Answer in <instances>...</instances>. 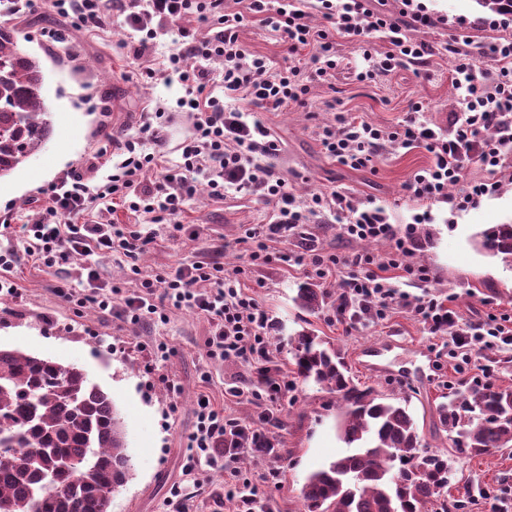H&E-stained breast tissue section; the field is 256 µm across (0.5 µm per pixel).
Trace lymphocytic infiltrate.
I'll return each instance as SVG.
<instances>
[{
    "label": "lymphocytic infiltrate",
    "instance_id": "f902f5d3",
    "mask_svg": "<svg viewBox=\"0 0 512 512\" xmlns=\"http://www.w3.org/2000/svg\"><path fill=\"white\" fill-rule=\"evenodd\" d=\"M25 2L33 12L48 4L69 8L92 31L108 29L113 15L123 16L138 35L134 57L140 77L152 80L177 75L185 91L182 103L192 110L194 121L190 134L178 146L179 162L172 164L163 158L165 110L157 106L142 113L137 135L108 137L112 172L103 182L91 186L81 175L69 173L55 183L43 219L20 226L22 248H0V291L16 293L15 284L5 275L28 259L49 269L73 253L137 259L154 243V234L134 224L85 221L89 205L118 201L131 214L149 217L151 223L174 225L202 185L216 201L235 190L273 206L272 222L246 228L234 242L235 250L252 265L267 260L271 242L308 223L311 214L325 210L349 215V222L339 227L343 237L388 242L390 250L381 257L282 255L283 263L322 279L346 269L337 320L356 322L364 316L382 320L396 305L414 316L430 335H450V354L463 363H473L487 349L512 353V327L496 315L465 328L439 295H412L395 287L397 276L422 283L431 279L429 269L408 261L417 243V227L429 223V213L416 214L413 223L397 225L390 222L383 207H359L341 191L298 200L271 162L278 145L268 128L260 120H247L232 105L242 96L264 111L303 105L309 83L328 79L336 71L334 37L338 34L367 39L383 33L389 39L391 48L384 57L368 59L366 69L358 72L361 81L373 71L390 72L406 63L426 66L434 54L432 45L409 38L390 15L371 8L366 0H319L318 11L325 21L320 29L308 23L304 0H248L245 11L236 13L226 11L224 0H115L112 10L106 8V0ZM190 16L209 23L211 34L199 38L181 28V21ZM253 19L278 33L288 55L309 52L308 66L272 71L269 58L251 51L240 38L241 29ZM170 25L178 26L180 40L168 55L155 58V44ZM214 60L223 61L222 71L211 68ZM455 82L464 96L453 135L443 136L417 120L422 103L411 107L401 142L425 147L432 159L415 172L405 189L419 199L466 209L477 207L489 196L497 187L498 170L512 164V40L464 55L455 67ZM318 136L326 154L353 170L373 164L387 139L378 127L343 114L333 124L322 126ZM472 164L486 171L485 179L465 180L464 170ZM151 171L156 178L149 182L145 176ZM79 280L81 289L64 282L57 285V293L69 302H93L135 323L166 322L172 309L205 316L212 326L209 357L250 364L256 374L248 392L253 398L274 403L286 391L288 380L267 341L269 317L242 288L238 271L225 270L223 246H215L205 260L141 279V292L134 296L124 295L119 286L102 285L91 264L82 268ZM271 420L266 413L259 423H246L201 397L184 470L191 473L204 466L222 470L224 497L234 503V512H263L259 487L279 485L282 471L269 466L251 478L243 474L238 460L245 454L259 460L274 457L275 448L264 429Z\"/></svg>",
    "mask_w": 512,
    "mask_h": 512
}]
</instances>
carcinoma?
<instances>
[{"instance_id":"obj_1","label":"carcinoma","mask_w":512,"mask_h":512,"mask_svg":"<svg viewBox=\"0 0 512 512\" xmlns=\"http://www.w3.org/2000/svg\"><path fill=\"white\" fill-rule=\"evenodd\" d=\"M488 12L512 15V0H476ZM40 62L18 46V32L0 23V177L40 152L52 137ZM480 247L512 268V224L481 234ZM296 302L314 313L318 285L298 289ZM297 374L336 395L345 454L307 476L304 512H448L453 468L448 456L420 452L407 400L353 382L330 342L302 332L290 340ZM441 425L460 454L512 448V386H473L439 405ZM77 463L79 467L71 469ZM131 458L111 396L77 365L0 348V512H108L105 491L128 481Z\"/></svg>"}]
</instances>
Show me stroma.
<instances>
[{"instance_id": "1", "label": "stroma", "mask_w": 512, "mask_h": 512, "mask_svg": "<svg viewBox=\"0 0 512 512\" xmlns=\"http://www.w3.org/2000/svg\"><path fill=\"white\" fill-rule=\"evenodd\" d=\"M422 2L442 19L434 29L407 28L411 38L436 48L424 70L406 64L356 81L351 71L364 67V53L380 57L390 45L378 36L366 43L340 36L336 39L335 76L310 83L303 106L256 113L279 144L275 167L299 198L340 190L359 205L376 201L394 224H406L414 214L430 212V223L418 227V246L411 261L428 267L432 279L427 283L398 279L401 291L451 298L463 325L477 322L489 312L512 317V268L473 245L480 231L512 223V167L498 174L497 191L479 206L454 211L444 202L408 197L404 184L430 162L431 155L421 147L401 148L392 139L393 134L402 132L416 101L427 107L422 121L452 135L461 92L451 81L458 56L448 52L447 44L456 34L459 20L469 23L466 34L473 52L497 39L512 37V25H501L498 15L481 10L475 0ZM12 22L19 30L21 50L38 57L43 65L55 126L43 150L0 178L2 246L12 238L13 225L33 224L42 218L49 189L63 174L72 171L87 179L93 177L86 162L106 146L100 135L102 118H109L114 131L133 133L141 113L164 103L169 108L164 150L172 162L178 161V145L193 123L191 113L176 106L183 94L176 78L151 81L137 77L136 44L122 18L113 17L111 27L103 32L86 31L73 17L50 9L13 16ZM340 112L390 134L373 167L351 170L324 154L317 131ZM271 215V206L252 196L230 194L215 201L205 189H198L182 217L184 231L152 225L156 243L140 254L136 263L143 275L153 276L202 260L212 246L234 241L246 228L268 223ZM338 223L329 212L312 214L309 224L272 244L271 261L258 266L248 264L238 252L224 253L225 268L241 269L242 284L272 322L270 343L292 384L282 403L274 407L264 401L252 402L247 395L234 398L227 394L230 386L248 388L251 374L243 364L208 357L211 325L204 316L174 309L166 324L145 328L93 304L67 302L55 290L57 281L76 278L77 268L89 260L97 265L102 282L120 286L125 295L138 294L139 282L125 259L95 255L87 260L75 254L54 270L29 261L12 272L18 292L0 296V347L83 367L90 380L109 393L125 423L132 471L126 485L113 495L109 512H167L172 486L193 483L202 486L194 502L196 512H232V505L224 501L222 474L202 470L190 476L182 469L188 437L196 423L197 400L203 394L244 421H258L262 410L272 409L274 420L266 432L278 451L276 461L283 478L280 487L262 488L261 498L268 512H303L300 490L307 475L347 451L335 433L340 416L335 395L303 382L294 373L288 341L303 330L339 347L356 381L391 397L408 398L422 450L453 458L455 477L448 488L449 499L466 493L470 496L468 512H499V500L483 496L482 491L502 479H512V448L472 459L453 457L448 433L439 422L438 406L451 392L465 390L471 374L488 363L493 366L492 383L512 385V363L499 362L497 352L487 350L468 371L457 372L448 357L447 337L428 335L398 307L383 320L338 322L334 315L337 285L333 282L323 285L328 297L322 310H302L295 297L307 278L299 267L283 264L279 256L307 247L325 255L362 252V241L339 237ZM395 333L404 345L388 354L386 372L359 363L360 349ZM159 342L170 350L163 361L153 354ZM414 363L424 366L425 379L402 374V367ZM169 379L179 384L177 395L168 394L165 382Z\"/></svg>"}]
</instances>
